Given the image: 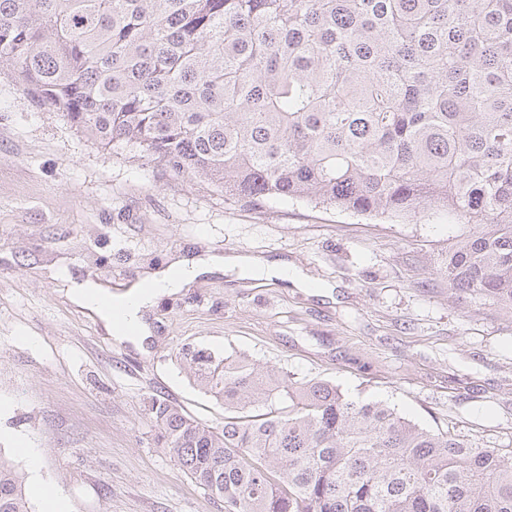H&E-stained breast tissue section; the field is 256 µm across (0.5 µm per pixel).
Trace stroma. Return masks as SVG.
I'll list each match as a JSON object with an SVG mask.
<instances>
[{"instance_id":"35a3bbf8","label":"stroma","mask_w":512,"mask_h":512,"mask_svg":"<svg viewBox=\"0 0 512 512\" xmlns=\"http://www.w3.org/2000/svg\"><path fill=\"white\" fill-rule=\"evenodd\" d=\"M469 225L248 203L137 151L105 150L0 68V454L33 512H224L153 440L152 399L224 407L175 358L186 343L326 380L475 448L512 451V315L456 298L439 267ZM285 260L307 288L230 269L161 296L148 354L110 336L73 284L116 288L197 253ZM32 455L19 453V444Z\"/></svg>"}]
</instances>
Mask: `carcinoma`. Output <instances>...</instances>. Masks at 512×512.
Segmentation results:
<instances>
[{
    "label": "carcinoma",
    "mask_w": 512,
    "mask_h": 512,
    "mask_svg": "<svg viewBox=\"0 0 512 512\" xmlns=\"http://www.w3.org/2000/svg\"><path fill=\"white\" fill-rule=\"evenodd\" d=\"M103 149L248 201L472 226L440 273L512 314V0H0V66ZM224 404L155 443L224 512H512V453L185 346ZM0 512H32L0 455Z\"/></svg>",
    "instance_id": "1"
}]
</instances>
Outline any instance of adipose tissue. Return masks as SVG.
<instances>
[{
	"mask_svg": "<svg viewBox=\"0 0 512 512\" xmlns=\"http://www.w3.org/2000/svg\"><path fill=\"white\" fill-rule=\"evenodd\" d=\"M220 268H236L260 278L270 275L289 278L303 287L308 284L307 279L294 272L284 260L270 264L249 256L209 255L177 260L165 270L144 276L124 292L111 296L104 289L88 284L74 286L72 294L78 303L101 316L107 330L116 339H128L140 347L151 335V326L145 313L158 297L181 287L184 282L199 274Z\"/></svg>",
	"mask_w": 512,
	"mask_h": 512,
	"instance_id": "ef3b65f1",
	"label": "adipose tissue"
}]
</instances>
